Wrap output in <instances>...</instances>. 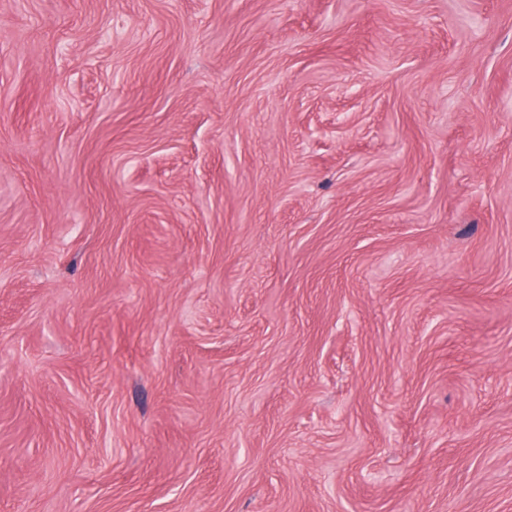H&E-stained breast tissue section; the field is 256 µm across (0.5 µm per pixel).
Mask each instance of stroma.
<instances>
[{
	"label": "stroma",
	"mask_w": 512,
	"mask_h": 512,
	"mask_svg": "<svg viewBox=\"0 0 512 512\" xmlns=\"http://www.w3.org/2000/svg\"><path fill=\"white\" fill-rule=\"evenodd\" d=\"M0 512H512V0H0Z\"/></svg>",
	"instance_id": "35a3bbf8"
}]
</instances>
